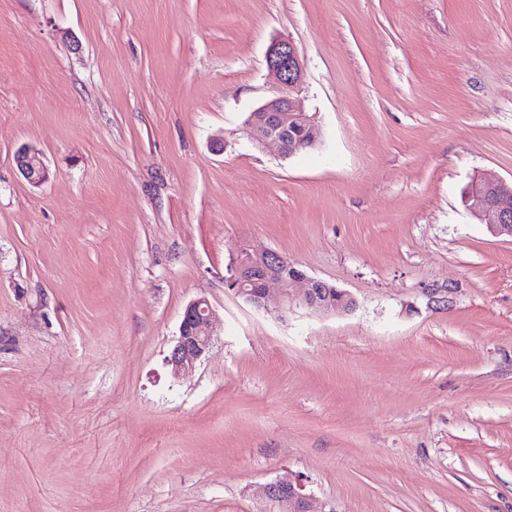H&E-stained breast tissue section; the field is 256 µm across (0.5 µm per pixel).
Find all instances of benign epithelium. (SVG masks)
I'll list each match as a JSON object with an SVG mask.
<instances>
[{
    "label": "benign epithelium",
    "instance_id": "obj_1",
    "mask_svg": "<svg viewBox=\"0 0 512 512\" xmlns=\"http://www.w3.org/2000/svg\"><path fill=\"white\" fill-rule=\"evenodd\" d=\"M267 67L277 77L282 91L250 114L247 131L259 145L274 144L282 153L293 154L319 141V132L294 96L303 82V68L295 46L277 41L267 55ZM15 163L24 178L39 185L48 178L40 153L22 148ZM465 202L481 223L498 236L512 239V182L477 179L466 188ZM224 286L258 311L274 312L281 320L288 313L308 309L317 314L348 313L356 301L347 292L308 277L299 265L277 251L243 245L232 259ZM304 287H298V284ZM276 287L279 302L269 306L271 287ZM213 309L200 297L185 308L176 344L166 362L175 375L194 368L209 350L212 336ZM270 512H311L309 498L298 480H277L266 487Z\"/></svg>",
    "mask_w": 512,
    "mask_h": 512
}]
</instances>
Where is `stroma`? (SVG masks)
I'll list each match as a JSON object with an SVG mask.
<instances>
[{"label":"stroma","instance_id":"obj_1","mask_svg":"<svg viewBox=\"0 0 512 512\" xmlns=\"http://www.w3.org/2000/svg\"><path fill=\"white\" fill-rule=\"evenodd\" d=\"M279 40L321 133L290 156L246 132ZM481 176L512 179V0H0V512H263L288 478L313 512H512ZM246 243L356 309L256 311ZM15 163L24 178L31 184H42L48 178L47 167L40 153L35 149L18 150L15 154ZM213 317V309L206 298H197L187 305L176 344L166 359L174 375L194 368L209 350Z\"/></svg>","mask_w":512,"mask_h":512}]
</instances>
